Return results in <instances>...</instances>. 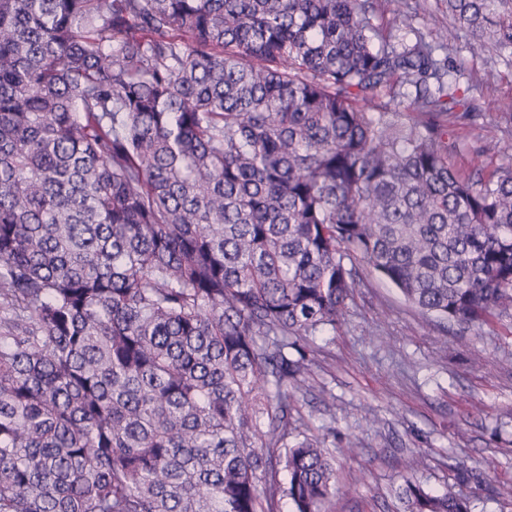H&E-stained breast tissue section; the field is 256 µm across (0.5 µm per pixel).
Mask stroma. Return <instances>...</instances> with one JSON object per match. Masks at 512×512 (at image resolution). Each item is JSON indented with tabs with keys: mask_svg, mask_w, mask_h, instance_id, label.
<instances>
[{
	"mask_svg": "<svg viewBox=\"0 0 512 512\" xmlns=\"http://www.w3.org/2000/svg\"><path fill=\"white\" fill-rule=\"evenodd\" d=\"M414 25L453 47L459 95L468 109L450 119L451 165L470 173L496 143L488 169L512 164V67H491L433 16ZM310 371L295 401L289 443L321 441L335 455L336 493L326 512H402L406 477L467 498L470 512H512V318L460 331L421 313L378 273L356 288L335 332L300 342ZM357 446L346 450L347 439ZM417 461L408 471L409 461Z\"/></svg>",
	"mask_w": 512,
	"mask_h": 512,
	"instance_id": "35a3bbf8",
	"label": "stroma"
}]
</instances>
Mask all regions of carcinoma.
<instances>
[{"mask_svg":"<svg viewBox=\"0 0 512 512\" xmlns=\"http://www.w3.org/2000/svg\"><path fill=\"white\" fill-rule=\"evenodd\" d=\"M384 1L0 0V512H324L288 349L360 268L512 316V165L448 162L458 70ZM444 2L512 62V0Z\"/></svg>","mask_w":512,"mask_h":512,"instance_id":"1","label":"carcinoma"}]
</instances>
